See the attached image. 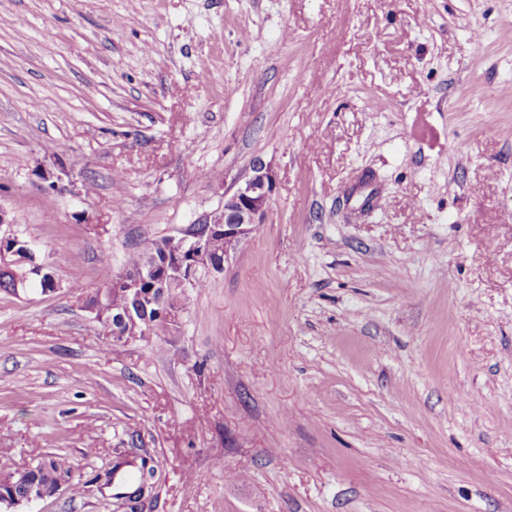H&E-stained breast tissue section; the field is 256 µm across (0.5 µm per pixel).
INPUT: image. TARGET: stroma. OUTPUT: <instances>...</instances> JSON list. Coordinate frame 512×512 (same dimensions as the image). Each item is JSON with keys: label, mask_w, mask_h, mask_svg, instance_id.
<instances>
[{"label": "stroma", "mask_w": 512, "mask_h": 512, "mask_svg": "<svg viewBox=\"0 0 512 512\" xmlns=\"http://www.w3.org/2000/svg\"><path fill=\"white\" fill-rule=\"evenodd\" d=\"M509 85L512 0H0V207L61 284L0 289V470L81 481L15 512H130L131 449L142 512H512ZM258 158L177 331L100 335Z\"/></svg>", "instance_id": "obj_1"}]
</instances>
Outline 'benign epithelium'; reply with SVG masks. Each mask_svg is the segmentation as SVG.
Segmentation results:
<instances>
[{
  "label": "benign epithelium",
  "instance_id": "obj_1",
  "mask_svg": "<svg viewBox=\"0 0 512 512\" xmlns=\"http://www.w3.org/2000/svg\"><path fill=\"white\" fill-rule=\"evenodd\" d=\"M276 175L271 165L261 159L253 162L251 174L232 194H224V209L205 215L191 226L181 237H172L169 247L160 255L146 258L135 270H125L112 276V287L123 288L126 304L116 315L117 328L113 329V340L127 337H146L153 333L158 323L165 324L169 331L176 330L182 308L172 306L166 299V289L179 286L191 288L199 279L201 270L224 271V264L231 252L247 239L268 211ZM215 237L224 239V254L214 255L211 241ZM20 239L10 232L0 235V266L25 263L24 276L17 284L42 276L43 267L36 263L35 248L25 243L23 254H18ZM16 473L0 471V501L9 506L45 500L70 489L72 478L56 479L52 491L32 484L22 497L14 495Z\"/></svg>",
  "mask_w": 512,
  "mask_h": 512
}]
</instances>
